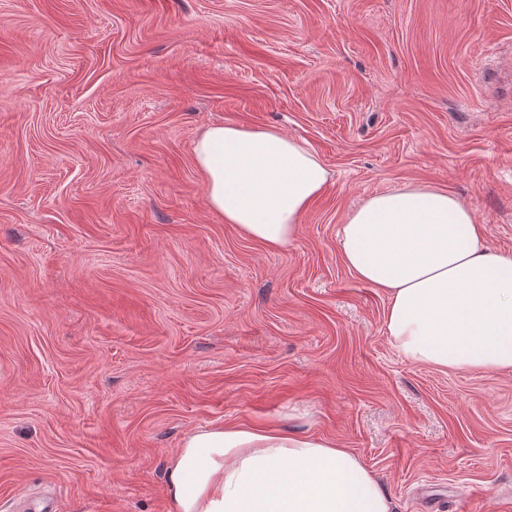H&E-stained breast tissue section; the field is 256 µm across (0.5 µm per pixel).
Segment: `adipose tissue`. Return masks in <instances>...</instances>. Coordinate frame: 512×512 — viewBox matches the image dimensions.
Returning <instances> with one entry per match:
<instances>
[{
  "label": "adipose tissue",
  "instance_id": "ef3b65f1",
  "mask_svg": "<svg viewBox=\"0 0 512 512\" xmlns=\"http://www.w3.org/2000/svg\"><path fill=\"white\" fill-rule=\"evenodd\" d=\"M193 153L209 208L272 249L297 238L329 180L314 152L274 128L219 123ZM339 246L357 279L386 293V329L405 358L512 370V256L489 250L474 213L448 191L409 185L369 197L342 224ZM167 487L178 512H391L350 449L249 424L187 434Z\"/></svg>",
  "mask_w": 512,
  "mask_h": 512
}]
</instances>
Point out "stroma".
<instances>
[{"label":"stroma","instance_id":"35a3bbf8","mask_svg":"<svg viewBox=\"0 0 512 512\" xmlns=\"http://www.w3.org/2000/svg\"><path fill=\"white\" fill-rule=\"evenodd\" d=\"M215 123L331 178L272 250L207 202ZM406 185L512 255V0H0V512H175L189 432L335 440L392 512H512V370L422 367L339 231Z\"/></svg>","mask_w":512,"mask_h":512}]
</instances>
